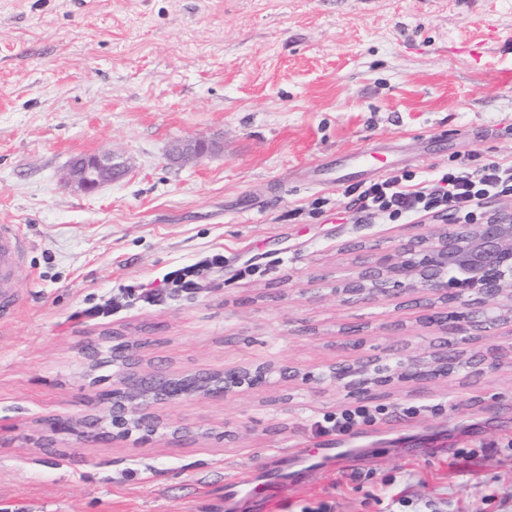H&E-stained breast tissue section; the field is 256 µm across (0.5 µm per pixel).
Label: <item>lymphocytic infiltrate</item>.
Instances as JSON below:
<instances>
[{"instance_id":"lymphocytic-infiltrate-1","label":"lymphocytic infiltrate","mask_w":512,"mask_h":512,"mask_svg":"<svg viewBox=\"0 0 512 512\" xmlns=\"http://www.w3.org/2000/svg\"><path fill=\"white\" fill-rule=\"evenodd\" d=\"M512 199V162L491 161L480 166L460 162L428 183L415 182L412 173L398 171L358 192V209L396 222L408 217H452L480 221L489 199Z\"/></svg>"}]
</instances>
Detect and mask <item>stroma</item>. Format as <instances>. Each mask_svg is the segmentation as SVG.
<instances>
[{
  "instance_id": "obj_1",
  "label": "stroma",
  "mask_w": 512,
  "mask_h": 512,
  "mask_svg": "<svg viewBox=\"0 0 512 512\" xmlns=\"http://www.w3.org/2000/svg\"><path fill=\"white\" fill-rule=\"evenodd\" d=\"M191 138L218 150L170 162ZM108 150L126 177L63 185L72 159ZM371 150L367 173L352 156ZM467 159L512 161V0H0V224L32 272L0 324V421L16 427L0 512H226L227 483L271 472L289 481L269 506L233 512H512L510 363L377 392L371 426H317L349 403L320 383L327 365L439 337L422 294L342 288L441 219H361L352 191ZM196 264V288L175 287ZM113 331L152 337L159 370L300 376L163 406L202 428L189 440L42 447L46 417L93 413L111 386L115 366L81 348ZM319 448L338 454L303 465Z\"/></svg>"
}]
</instances>
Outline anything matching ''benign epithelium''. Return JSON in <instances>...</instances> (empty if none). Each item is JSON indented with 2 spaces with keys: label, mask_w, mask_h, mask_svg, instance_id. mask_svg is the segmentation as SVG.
I'll return each mask as SVG.
<instances>
[{
  "label": "benign epithelium",
  "mask_w": 512,
  "mask_h": 512,
  "mask_svg": "<svg viewBox=\"0 0 512 512\" xmlns=\"http://www.w3.org/2000/svg\"><path fill=\"white\" fill-rule=\"evenodd\" d=\"M212 153L201 138L177 142L170 156L174 160H199ZM129 173L126 162L113 151L73 160L64 175L67 186L93 193ZM456 272L448 279V269ZM394 286L408 294L427 293L420 322L426 327H442L450 334L447 349L398 359L378 366L373 360L337 362L321 380L343 389L354 399L364 398L395 382L420 384L445 379L458 371L460 344L481 342L491 329L503 331L504 343L493 345L469 361V376L484 377L512 361V307L502 308L503 299H512V209L497 210L464 229L433 231L412 241L393 254H384L342 288L349 297L364 301ZM146 339L131 341L112 336V345L92 351L100 363L118 367L112 387L98 392L95 414L76 418H53L46 424L51 441H69L79 448L88 441L121 443L132 434L149 441L178 440L198 433L192 424L166 425L157 409L185 400L232 399L245 389L268 387L274 375L284 373L270 362L236 365L210 373L162 372L141 367Z\"/></svg>",
  "instance_id": "benign-epithelium-1"
}]
</instances>
